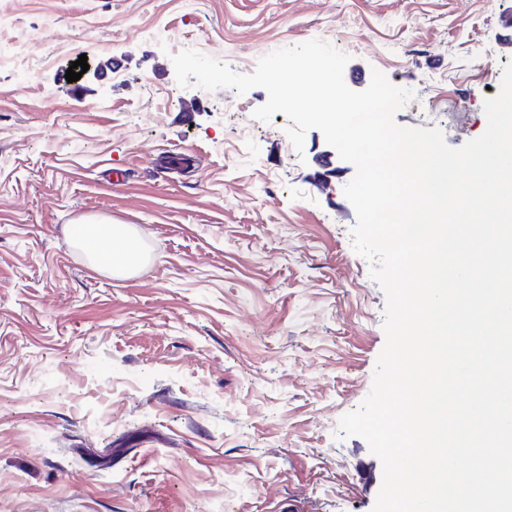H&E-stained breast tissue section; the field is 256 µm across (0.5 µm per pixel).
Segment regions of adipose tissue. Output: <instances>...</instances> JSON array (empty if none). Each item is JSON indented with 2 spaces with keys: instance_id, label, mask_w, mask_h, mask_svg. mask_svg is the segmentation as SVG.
Here are the masks:
<instances>
[{
  "instance_id": "1",
  "label": "adipose tissue",
  "mask_w": 512,
  "mask_h": 512,
  "mask_svg": "<svg viewBox=\"0 0 512 512\" xmlns=\"http://www.w3.org/2000/svg\"><path fill=\"white\" fill-rule=\"evenodd\" d=\"M94 265L104 271L121 274L136 268L140 254L128 241L123 225L106 221H90L84 228Z\"/></svg>"
}]
</instances>
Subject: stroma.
<instances>
[{
	"instance_id": "1",
	"label": "stroma",
	"mask_w": 512,
	"mask_h": 512,
	"mask_svg": "<svg viewBox=\"0 0 512 512\" xmlns=\"http://www.w3.org/2000/svg\"><path fill=\"white\" fill-rule=\"evenodd\" d=\"M185 36L242 74L322 39L349 88L381 71L415 93L398 125L459 147L512 63V0H0L31 75L0 68V512H372L382 464L339 431L385 344L356 169L255 119L264 89L179 86ZM90 220L126 225L133 275L72 244Z\"/></svg>"
}]
</instances>
